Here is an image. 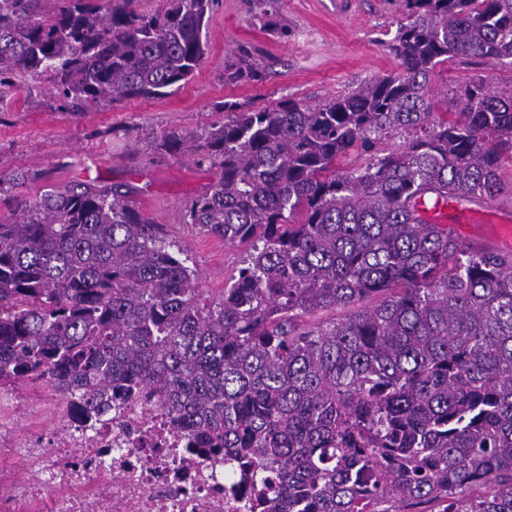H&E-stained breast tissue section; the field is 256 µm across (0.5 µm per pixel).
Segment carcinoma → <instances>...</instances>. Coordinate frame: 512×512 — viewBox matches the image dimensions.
Segmentation results:
<instances>
[{"label": "carcinoma", "instance_id": "cac0c4a2", "mask_svg": "<svg viewBox=\"0 0 512 512\" xmlns=\"http://www.w3.org/2000/svg\"><path fill=\"white\" fill-rule=\"evenodd\" d=\"M404 2L399 74L316 106L226 105L196 145L219 177L190 223L248 244L219 301L117 189H45L0 217V383L45 378L98 415L147 390L272 490L264 512H512V252L417 214L512 195V90L478 78L456 112L430 92L451 58L512 59V0ZM213 6L0 0V88L165 96L203 59ZM229 77L261 71L242 57Z\"/></svg>", "mask_w": 512, "mask_h": 512}]
</instances>
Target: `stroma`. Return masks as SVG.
<instances>
[{
  "instance_id": "1",
  "label": "stroma",
  "mask_w": 512,
  "mask_h": 512,
  "mask_svg": "<svg viewBox=\"0 0 512 512\" xmlns=\"http://www.w3.org/2000/svg\"><path fill=\"white\" fill-rule=\"evenodd\" d=\"M405 20L404 0H265L260 11L253 0H216L203 30L205 55L188 83L169 95L89 106L27 77L21 89L0 92V216L52 186H129L132 204L162 225L198 272L204 297L219 300L247 247L188 223V203L210 189L215 170L193 150L164 151L160 139L173 131L205 134L223 121L228 102L252 110L288 100L318 105L397 73L388 43ZM242 56L262 70V81L226 79L227 65ZM478 78L511 89L512 61L449 60L436 70L431 91L444 106ZM18 174L24 183L15 182ZM454 226L469 242L512 251V196L458 209Z\"/></svg>"
}]
</instances>
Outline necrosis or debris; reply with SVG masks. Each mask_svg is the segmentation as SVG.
I'll list each match as a JSON object with an SVG mask.
<instances>
[{
  "mask_svg": "<svg viewBox=\"0 0 512 512\" xmlns=\"http://www.w3.org/2000/svg\"><path fill=\"white\" fill-rule=\"evenodd\" d=\"M14 405L0 387V446L26 459L37 477L0 498V512H250L255 491L242 471L195 447L158 406L116 402L109 419L91 425L65 403L54 410L56 432L46 441L18 437Z\"/></svg>",
  "mask_w": 512,
  "mask_h": 512,
  "instance_id": "1",
  "label": "necrosis or debris"
}]
</instances>
